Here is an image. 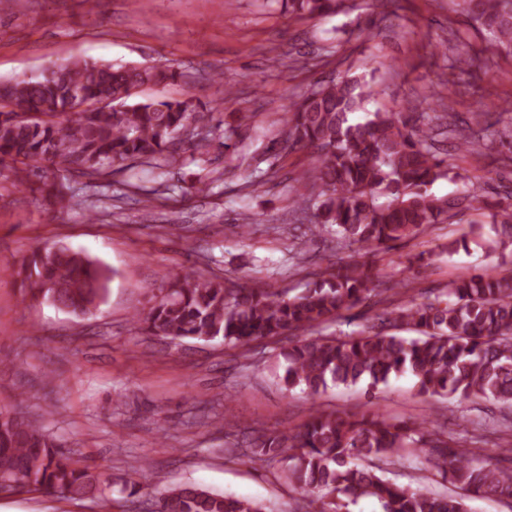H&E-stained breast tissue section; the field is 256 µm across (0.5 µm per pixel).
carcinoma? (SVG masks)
Listing matches in <instances>:
<instances>
[{"label": "carcinoma", "instance_id": "cac0c4a2", "mask_svg": "<svg viewBox=\"0 0 512 512\" xmlns=\"http://www.w3.org/2000/svg\"><path fill=\"white\" fill-rule=\"evenodd\" d=\"M289 14L319 18L338 13L345 0H279ZM468 9L493 43L512 48V0H467ZM187 75L163 65L135 66L70 59L35 77L0 81V165L7 163L19 186L37 178L36 190L52 205L73 199L74 175L98 180L118 168L149 163L177 152L188 139L197 156L209 153L214 114L196 98L132 103V90L166 87ZM371 95L359 80L340 78L293 101L281 149L311 148L307 182L290 190L303 210H313L314 236L328 235L336 248L377 250L414 238L454 209L478 208L484 189L468 186L450 199L430 187L448 176L452 163L438 151V129L411 123L405 112H374L364 123L352 115ZM104 107L76 111V100ZM448 133L460 153L477 151L483 137L470 124ZM190 157V162L197 161ZM498 239L488 251L512 256V192L498 202ZM22 300L61 304L91 315L104 299L109 277L87 255L64 247H38L17 270ZM366 261H338L328 276L290 294L244 288L232 281L186 276L176 280L144 314L141 329L172 340L235 345L303 331L281 349L282 382L312 395L331 384L375 389L403 374L424 397L492 401L512 407V274H476L452 282L443 297L418 302L396 299V286L375 288ZM376 297L384 305L356 335L323 333L343 314ZM406 327L408 339L390 332ZM56 434L17 414L0 415V483L9 491L41 489L79 499L100 491L91 468L59 450ZM485 449L463 444L425 422L371 413L315 411L298 429H259L244 455L281 466L288 484L318 498L303 499L296 512H350L361 498L381 512H466L464 496L512 499V472L480 461ZM425 458L442 478L463 491L441 495L384 477V466ZM156 512H270L265 503L225 496L195 485L157 496Z\"/></svg>", "mask_w": 512, "mask_h": 512}]
</instances>
